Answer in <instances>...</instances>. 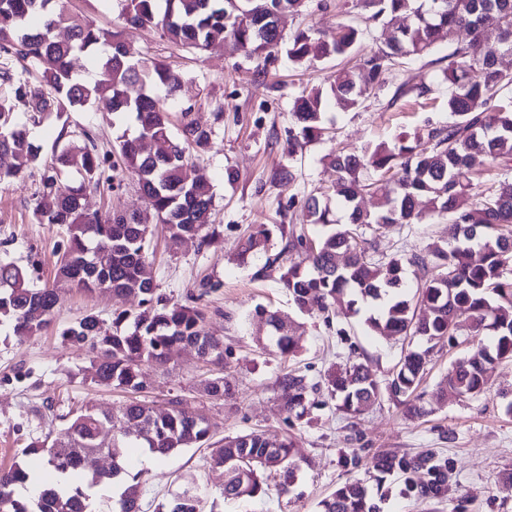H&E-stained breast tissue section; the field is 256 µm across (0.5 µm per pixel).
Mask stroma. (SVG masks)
I'll use <instances>...</instances> for the list:
<instances>
[{"label":"stroma","mask_w":512,"mask_h":512,"mask_svg":"<svg viewBox=\"0 0 512 512\" xmlns=\"http://www.w3.org/2000/svg\"><path fill=\"white\" fill-rule=\"evenodd\" d=\"M64 4L68 12L118 31L129 57L151 56L182 73L180 89L155 90L172 125H179L182 110L189 107L214 126L209 148L193 158L191 167L192 175L207 180L215 193L205 236L173 240L163 225H153L147 261L157 293L168 303H186L188 293L201 282L216 284V291L199 306L208 330L223 337L231 349L224 374L233 395L222 401L203 393L200 382L209 371L190 347L174 351L166 365L145 367L142 392L94 384L87 349L65 342L62 330L89 313L108 320L121 310L138 313L141 306L133 296L119 299L106 289L87 293L66 285L52 323L41 334L19 338L0 331V468L21 460L22 449L32 439L59 432L72 411L90 407L114 412L134 399L164 410L178 398L209 419L215 443L251 431L272 438L297 436V486L290 496H279L275 489L279 477L273 474L267 479L265 496L227 502L220 495L224 472L209 466V448H183L169 455L160 468L144 469L141 500H170L180 491L183 477L191 474L203 492L204 512H319L320 501L347 476L375 487L372 456L376 450L414 453L434 448L456 466V480L446 498L415 500L404 494L399 478L393 476L387 480L388 494L375 500L379 512H512V490L502 485L504 473L512 471V413L506 411L512 402L511 362L498 367L484 395L445 401L433 397L432 391L471 345L463 342L433 351L422 384L426 415L408 419L386 399L372 406L357 423L356 445L362 450L363 463L347 473L338 462V450L345 445V421L335 406L315 411L311 424L287 430L275 381L298 367L308 369L313 378L323 377L330 367L347 362L348 351L337 346L335 329L325 326L317 307L305 312L295 309L277 271L264 270V255L240 256L243 237L251 227H273L271 248L279 250L283 242L276 225L302 224V201L333 191L336 173L325 161L327 154L339 148L353 152L368 142L391 144L400 133L447 124L448 85L437 62L447 54V45H440L431 56L400 60L392 66L385 87L355 110L343 112L326 104L324 135L291 157L288 131L295 97L306 87H329L336 70H359L363 54L382 46L386 37L382 28L367 29L360 53L308 67L294 65L284 49H275L265 72L259 73L243 54L221 47L204 51L178 47L160 31L122 21L116 0H64ZM361 13L358 0H307L304 11L286 14L281 30L288 37L313 27L329 40L337 23L359 18ZM402 84H423L430 93L424 99L411 94L395 98ZM218 111L223 114L219 120L214 117ZM70 120L92 129L102 150L111 149L121 135L137 133L133 124H110L100 108L71 113ZM286 164L295 173L289 185L273 178ZM119 178V187L112 191L87 190V209L149 213L135 175L126 170ZM38 186L35 172L0 184V260L49 283L56 246L66 233L63 227L37 222L33 195ZM447 242L446 221L432 218L409 229L386 231L378 238L377 248L386 254L402 249L424 255ZM260 306L288 318L293 334L302 339L297 356L284 358L269 348L270 328L256 313ZM343 325L379 378H387L400 358L401 341L367 335L358 315L344 318Z\"/></svg>","instance_id":"stroma-1"}]
</instances>
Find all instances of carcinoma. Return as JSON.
<instances>
[{"label":"carcinoma","instance_id":"cac0c4a2","mask_svg":"<svg viewBox=\"0 0 512 512\" xmlns=\"http://www.w3.org/2000/svg\"><path fill=\"white\" fill-rule=\"evenodd\" d=\"M121 15L143 28H157L178 46L206 50L227 45L265 66L271 50L283 47L296 64L349 54L362 41V26L386 25L385 46L364 59L363 72L341 70L330 86L336 107L348 111L386 84L395 60L427 56L441 42L454 46L438 59L448 83L446 126L426 134H400L396 143L364 145L356 154L342 150L327 155L336 171V196L348 212V222L333 219L331 199L309 197L304 202L307 221L331 227L315 241L305 233L291 234L283 247L266 258L277 267L279 281L301 311L313 304L325 321L356 314L365 306L367 330L380 336L419 337L429 343L423 350L404 352L392 373L380 380L369 362L331 367L323 381L290 371L280 375L276 389L285 410L284 423L310 417L311 410L336 402V410L355 421L386 397L402 408L405 416L425 413L419 386L426 374L427 358L438 345H453L462 335L492 337L448 369L433 395L448 399L460 394L481 395L499 364L512 361V179L508 174L476 191L474 175L512 162V100L499 104L502 91L512 84L498 60L512 51V0H361L363 25L339 23L336 35L326 41L309 28L283 41L272 10L281 7L298 13L305 0H120ZM68 30L65 39L55 31ZM494 30L505 39L485 43L473 55L468 45L457 42L466 31L471 42L481 41ZM118 34L99 28L81 16L65 14L58 0H0V155L10 163L0 165V184L11 182L26 170L40 169L42 191L35 194L34 215L40 224L66 228L64 250L55 262V279L92 291L107 288L118 297L140 296L143 311H121L105 325L89 313L68 326L65 340L82 344L92 354L94 381L127 391L143 389V366L161 365L179 348L190 346L207 365L224 367V340L205 330L206 316L195 302L213 289L203 283L193 305L154 302L155 284L146 261L149 234L140 213L88 212L83 196L90 188L111 184L115 162L98 152L90 130L81 131L82 144L71 140L69 113L92 109L106 102L112 120L133 118L138 135L119 140L117 158L137 176L138 190L149 201L157 220L171 238L198 237L209 224L214 196L209 182L188 173L192 154L205 150L213 128L202 123L191 109L181 113L178 132L171 129L168 109L150 89L181 87L182 74L149 58L133 61L120 48ZM99 56L108 71L106 82H92L71 68L77 52ZM25 62L26 72L36 71L42 84L14 72L7 61ZM56 114L61 123L51 162L41 156L31 128ZM288 155L293 157L324 134L321 92L304 89L292 106ZM73 168L76 184L61 179ZM375 200L372 209L358 205L359 197ZM448 221V248L428 255L378 253L376 239L394 224H419L426 216ZM269 229L250 233L242 247L247 255L268 251ZM105 250L110 261L97 255ZM303 262L288 260L291 252ZM422 273L412 296L404 293L407 272ZM60 300L53 285L35 287L27 273L12 263L0 262V327L14 335L33 336L52 321ZM467 316L460 318V313ZM270 340L276 352L294 357L301 337L291 333L280 315H268ZM207 395L226 399L231 384L223 376L205 382ZM170 409L157 412L132 402L116 413L90 409L75 413L52 440H35L23 453H39L47 465L78 471L91 454L118 457L119 473L96 471L84 477L85 487L69 494L55 488L40 492L34 500H22L16 487L27 472L16 464L0 471V512H94L88 491L108 486L128 476L124 448H148L168 456L181 448L209 446L211 426L199 413L169 401ZM297 444L286 437L271 440L249 432L224 438V447L212 450L211 463L224 470L222 495L226 500L252 499L267 493L264 476L280 474L278 494H290L296 485L292 458ZM379 473L378 488L385 478L402 477L405 494L421 500L444 497L456 479L454 464L433 448L414 454L379 450L373 455ZM132 476L112 512H143L138 493L140 474ZM197 479H183L179 494L159 503L155 512H201ZM320 512H374L367 487L349 480L319 503Z\"/></svg>","mask_w":512,"mask_h":512}]
</instances>
